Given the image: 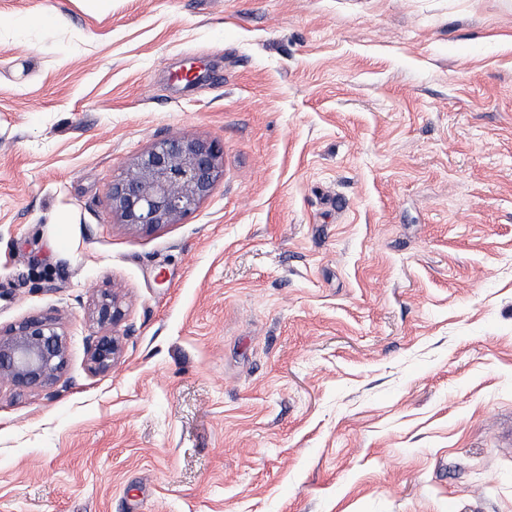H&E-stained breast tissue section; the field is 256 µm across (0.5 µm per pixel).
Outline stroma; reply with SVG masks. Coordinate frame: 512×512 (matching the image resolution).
<instances>
[{
    "instance_id": "1",
    "label": "stroma",
    "mask_w": 512,
    "mask_h": 512,
    "mask_svg": "<svg viewBox=\"0 0 512 512\" xmlns=\"http://www.w3.org/2000/svg\"><path fill=\"white\" fill-rule=\"evenodd\" d=\"M175 136L223 180L122 224ZM49 313L0 512H512V0H0V329ZM223 156L218 143L201 138L155 143L112 180V213L139 228L177 224L224 177ZM122 316L120 302L114 294L104 293L96 298L91 310V320L101 332L89 338V368L94 373L106 372L116 364L121 344L109 331Z\"/></svg>"
}]
</instances>
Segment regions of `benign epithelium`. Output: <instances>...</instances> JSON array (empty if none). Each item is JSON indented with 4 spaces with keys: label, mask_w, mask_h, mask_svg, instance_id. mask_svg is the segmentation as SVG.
I'll return each instance as SVG.
<instances>
[{
    "label": "benign epithelium",
    "mask_w": 512,
    "mask_h": 512,
    "mask_svg": "<svg viewBox=\"0 0 512 512\" xmlns=\"http://www.w3.org/2000/svg\"><path fill=\"white\" fill-rule=\"evenodd\" d=\"M224 150L210 140L175 137L155 143L109 189L112 212L121 223L152 229L178 223L224 177ZM122 316L118 298H96L91 320L101 332L89 338V368L106 372L116 364L121 344L109 328ZM67 366L65 334L52 317L21 321L0 331V386L18 393L50 388Z\"/></svg>",
    "instance_id": "obj_1"
}]
</instances>
